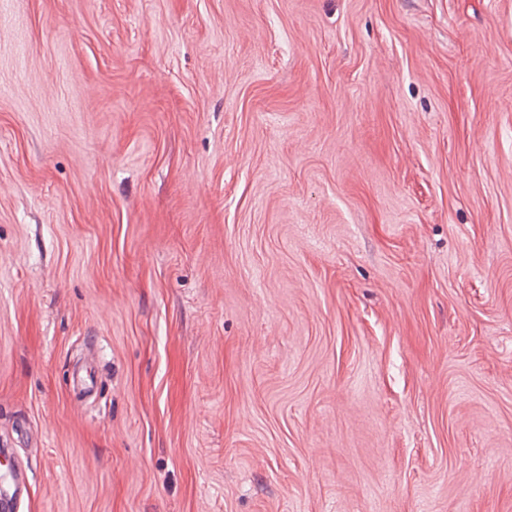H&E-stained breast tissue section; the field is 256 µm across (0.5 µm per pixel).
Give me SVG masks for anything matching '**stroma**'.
<instances>
[{
  "mask_svg": "<svg viewBox=\"0 0 512 512\" xmlns=\"http://www.w3.org/2000/svg\"><path fill=\"white\" fill-rule=\"evenodd\" d=\"M6 439L19 512H512V0H0Z\"/></svg>",
  "mask_w": 512,
  "mask_h": 512,
  "instance_id": "stroma-1",
  "label": "stroma"
}]
</instances>
